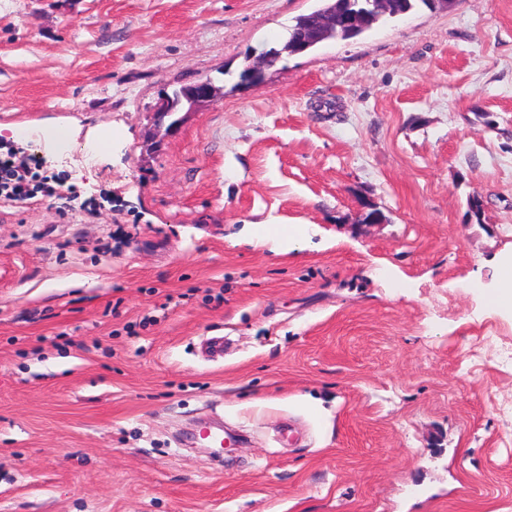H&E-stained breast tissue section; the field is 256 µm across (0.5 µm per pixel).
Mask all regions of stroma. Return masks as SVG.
I'll return each mask as SVG.
<instances>
[{
    "label": "stroma",
    "instance_id": "stroma-1",
    "mask_svg": "<svg viewBox=\"0 0 512 512\" xmlns=\"http://www.w3.org/2000/svg\"><path fill=\"white\" fill-rule=\"evenodd\" d=\"M321 4L0 0V125L69 150L0 147L74 191L0 200V512H512V0L241 82ZM223 97V89L215 86L209 85L206 88H202L195 92H190L187 89H175L171 92V94H165L157 107L158 114L162 117H174L178 114V119H174L171 121L169 127L166 123H158L159 127L165 128V134H169L172 132L175 125H181L184 120V117L189 112H195L199 108L209 105ZM181 112H185L184 115H180Z\"/></svg>",
    "mask_w": 512,
    "mask_h": 512
}]
</instances>
